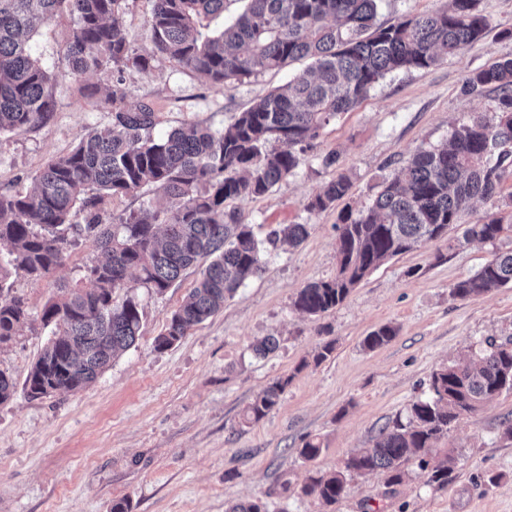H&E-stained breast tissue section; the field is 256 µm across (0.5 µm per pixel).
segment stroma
<instances>
[{
  "label": "stroma",
  "instance_id": "1",
  "mask_svg": "<svg viewBox=\"0 0 512 512\" xmlns=\"http://www.w3.org/2000/svg\"><path fill=\"white\" fill-rule=\"evenodd\" d=\"M152 7V0H122L119 12L130 49L152 55L151 71L58 78L47 124L0 134V188L28 191L36 172L70 153L90 130L110 126L99 93L88 95L83 85L100 92L123 80L128 106L150 104L162 136L192 122L225 129L234 113L301 68L296 62L242 83L212 85L154 53ZM478 8L490 23L482 40L430 68L388 74L356 108L330 121L286 180L238 202L258 237L284 224L307 225L308 235L295 248L268 247L261 272L172 347L155 350V339L194 287V268L164 293L138 287L139 338L94 382L30 398L26 378L49 338L42 306L79 281L93 248L80 242L44 278L12 277L10 294L23 299L30 317L0 346V369L15 382L12 397L0 403V512H112L119 500L129 512H225L255 498L268 512H512V439L503 433L504 421L512 420V391L462 417L440 439L439 448L455 459L446 488L427 484L411 461L397 485L378 473L351 477L346 495L332 505L303 491L309 475L340 469L356 450L373 447L384 425L406 417L427 396L433 372L485 339H512L511 284L468 299L451 294L494 252L512 249L510 235L493 244L456 243L462 225L512 215L490 203H474L445 238L373 271L336 309L309 317L293 307L301 288L337 273L341 208L369 207L415 153L444 142L475 115L493 116V89L472 97L462 87L472 73L512 57V0H479ZM70 30L61 14L32 33L30 47L46 69L56 70ZM333 152L339 161L326 166ZM341 172L350 177L349 195L326 211H309L310 199ZM383 325L396 328L395 338L363 348L364 337ZM267 336L277 338V349L255 356L253 344ZM328 342L332 353L314 363ZM285 377L290 383L273 411L244 423L247 406ZM309 436L323 443L312 461L298 454Z\"/></svg>",
  "mask_w": 512,
  "mask_h": 512
}]
</instances>
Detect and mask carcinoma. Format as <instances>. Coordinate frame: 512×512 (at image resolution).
Masks as SVG:
<instances>
[{"mask_svg": "<svg viewBox=\"0 0 512 512\" xmlns=\"http://www.w3.org/2000/svg\"><path fill=\"white\" fill-rule=\"evenodd\" d=\"M122 0H0V133L46 124L55 110L56 75L33 57L26 34L36 22L65 11L72 28L61 58V74L134 68L150 70L151 58L129 52L118 20ZM225 0H153L149 20L156 52L213 85L243 82L261 70H279L308 58L311 66L285 85L235 113L225 131L208 125L154 134L152 107H126L117 80L104 95L110 127L91 130L67 155L32 177L23 194L0 190V293L13 276L46 277L63 265L72 238L91 243L95 255L80 282L48 299L41 322L52 338L26 381L33 398L77 390L94 381L120 353L135 345L143 309L127 290L130 280L161 294L190 268L205 264L194 288L155 339L164 350L224 309V302L261 270L265 245H299L305 224H287L260 240L234 201L267 194L298 167L336 115L363 101L386 75L428 68L480 41L488 29L478 0H448L435 13L390 25L377 23L380 0H246L242 13L220 32L204 34L201 16L224 13ZM499 92L497 115L476 116L456 127L449 142L416 153L386 181L372 206L339 216V270L335 278L311 283L293 306L318 316L335 309L352 288L390 259L444 237L461 213L480 200L496 203L504 177L512 175V57L501 58L469 77L463 91ZM144 187L162 192L167 206L130 212L117 224L100 217L103 198L126 196ZM344 174L328 182L307 208L322 212L349 194ZM84 213V223L71 217ZM512 224L492 217L466 225L468 242H495ZM512 283V250L497 252L452 295L465 299ZM124 298L113 299L115 290ZM29 313L13 297L0 302V345L17 335ZM383 325L363 339L375 350L393 340ZM289 379L271 383L248 406L246 420L258 421L278 404ZM512 390V341L494 339L463 364L435 371L430 396L414 401L406 421L384 428L371 448L350 455L343 468L309 477L306 493L326 503L346 493V474L384 472L388 484L402 482V463L415 458L427 483L448 486L451 454L435 443L448 426L475 413L485 401Z\"/></svg>", "mask_w": 512, "mask_h": 512, "instance_id": "obj_1", "label": "carcinoma"}]
</instances>
